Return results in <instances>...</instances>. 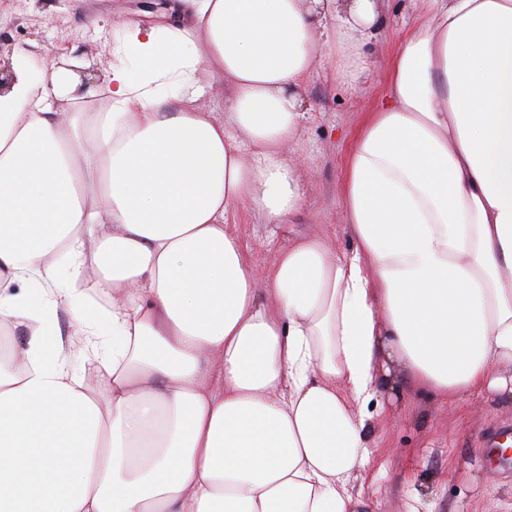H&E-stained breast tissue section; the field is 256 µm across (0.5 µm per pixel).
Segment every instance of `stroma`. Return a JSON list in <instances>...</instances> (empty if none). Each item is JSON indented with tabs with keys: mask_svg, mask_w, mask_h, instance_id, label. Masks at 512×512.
<instances>
[{
	"mask_svg": "<svg viewBox=\"0 0 512 512\" xmlns=\"http://www.w3.org/2000/svg\"><path fill=\"white\" fill-rule=\"evenodd\" d=\"M174 0H0V51L24 53L31 67L50 54L61 63L106 71L119 22L161 26ZM384 23L368 46L377 70L347 87L318 74L311 112L289 159L300 174L305 207L296 223L274 232L238 209L234 228L252 274L267 282L277 251L302 235L325 239L331 251L351 250L342 184L367 112L385 94L383 71L402 38L427 16V0H378ZM369 457L349 490L363 512H512V402L465 394L443 403L428 391L379 389L367 411Z\"/></svg>",
	"mask_w": 512,
	"mask_h": 512,
	"instance_id": "stroma-1",
	"label": "stroma"
}]
</instances>
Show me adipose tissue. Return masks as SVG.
Wrapping results in <instances>:
<instances>
[{
  "instance_id": "obj_1",
  "label": "adipose tissue",
  "mask_w": 512,
  "mask_h": 512,
  "mask_svg": "<svg viewBox=\"0 0 512 512\" xmlns=\"http://www.w3.org/2000/svg\"><path fill=\"white\" fill-rule=\"evenodd\" d=\"M180 2L122 22L98 112L23 57L0 92V512H353L392 373L512 394V0H431L347 162L352 250L296 239L264 286L228 216L302 211L309 79L358 83L383 17ZM202 72L228 81L223 120ZM90 263L106 306L74 287Z\"/></svg>"
}]
</instances>
